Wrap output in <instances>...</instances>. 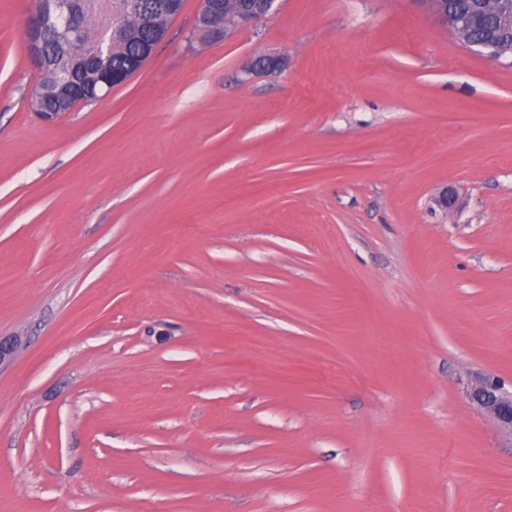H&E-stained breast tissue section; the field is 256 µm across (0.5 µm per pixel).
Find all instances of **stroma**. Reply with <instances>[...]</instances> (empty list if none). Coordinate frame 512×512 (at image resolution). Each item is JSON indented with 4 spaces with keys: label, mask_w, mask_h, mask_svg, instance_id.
<instances>
[{
    "label": "stroma",
    "mask_w": 512,
    "mask_h": 512,
    "mask_svg": "<svg viewBox=\"0 0 512 512\" xmlns=\"http://www.w3.org/2000/svg\"><path fill=\"white\" fill-rule=\"evenodd\" d=\"M200 8L46 123L0 0V512H512V64L422 0ZM221 0H202L200 16L203 21L208 22L210 39L215 41L224 36V39L236 29L255 25L272 11L277 0H256L253 5L254 11L240 17L232 26H225L224 23H232L244 10L250 9L254 0H223L224 11L222 12ZM472 399L512 435V393L503 392L502 388L491 385L488 380L474 388Z\"/></svg>",
    "instance_id": "35a3bbf8"
}]
</instances>
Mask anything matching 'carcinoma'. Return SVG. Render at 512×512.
<instances>
[{
  "instance_id": "carcinoma-1",
  "label": "carcinoma",
  "mask_w": 512,
  "mask_h": 512,
  "mask_svg": "<svg viewBox=\"0 0 512 512\" xmlns=\"http://www.w3.org/2000/svg\"><path fill=\"white\" fill-rule=\"evenodd\" d=\"M160 0H139L140 9L133 13L128 9V0H75L76 7L82 16L84 44L61 45L50 37L43 43L46 57L52 61L68 55H84L87 44L94 41L100 27L112 21L120 27V32L112 39L111 62L115 72H127L131 77L134 72L127 71L131 60L143 56V47L149 42L164 39L173 17L161 10ZM254 0H224V21L232 23L243 11L250 9ZM448 8L464 20L461 32L456 38L461 44L470 41H481L494 38L512 46V28L495 27L493 12L495 6L490 0H447ZM51 76L44 74L39 77L34 88L35 104L42 111L65 112L61 91L49 87Z\"/></svg>"
}]
</instances>
